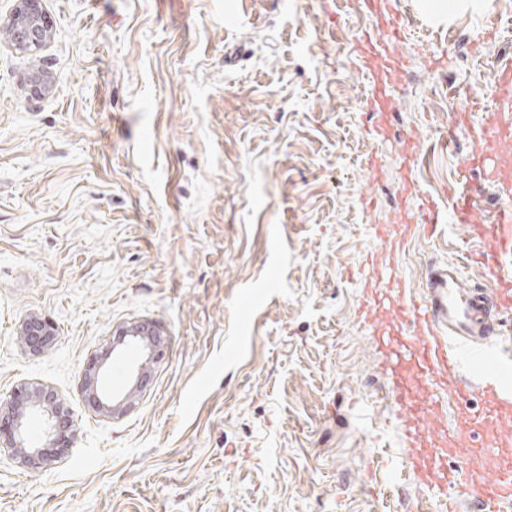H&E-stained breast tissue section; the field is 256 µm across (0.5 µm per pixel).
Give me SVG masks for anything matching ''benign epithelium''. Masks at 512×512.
<instances>
[{
  "label": "benign epithelium",
  "mask_w": 512,
  "mask_h": 512,
  "mask_svg": "<svg viewBox=\"0 0 512 512\" xmlns=\"http://www.w3.org/2000/svg\"><path fill=\"white\" fill-rule=\"evenodd\" d=\"M0 31L8 35L11 45L22 53L35 54L50 40L51 30L42 7V0H18L14 12L0 22ZM30 94L41 97L51 90V83L39 68L28 75ZM20 340L31 349L47 346L54 336V327L41 318H30L20 326ZM119 335L128 336L142 346L147 356L159 348L158 333L148 324L131 325ZM103 364L92 362L84 371V388L95 409L110 415L119 413L139 392L147 374L146 363H139L132 371L133 384L127 390L109 392L101 382ZM38 416L42 420L37 445L29 444L30 429L27 420ZM73 438L69 408L57 392L49 387L23 384L9 395L6 407L0 406V444L17 452L20 463L30 469H40L63 456Z\"/></svg>",
  "instance_id": "1"
}]
</instances>
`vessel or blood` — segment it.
<instances>
[{"mask_svg":"<svg viewBox=\"0 0 512 512\" xmlns=\"http://www.w3.org/2000/svg\"><path fill=\"white\" fill-rule=\"evenodd\" d=\"M495 100L506 112H512V64H502L494 84ZM477 140L490 145V152L481 154L486 170L485 180L495 186L504 203L493 214L490 226L492 253L483 263V276L492 281V288H466L458 267L431 272L427 291L420 299L402 298L399 285L386 281L382 289L391 298L401 299L400 309L412 321L413 332L391 352L387 363L400 385L396 401L405 411V426L412 447L430 451L432 465H439L448 452L464 460L457 476L441 477L436 486L446 489L460 481L464 492L476 504L478 512H501L504 502L512 500L511 442L497 433L500 411L512 405V368L501 352H491L487 343L501 335L503 315L512 311V235L501 232L512 224V181L501 178L502 155L512 150V125L489 121L481 125ZM480 190L469 181H462L455 194L452 221L472 223L480 208ZM476 374V381L454 379L458 368ZM431 384L428 391L412 394L408 385L417 377ZM451 382L456 399L467 404L473 392L487 398L488 405L470 413L455 438L426 432L421 423L439 405L435 385ZM484 435L480 445H471L472 436ZM488 456L493 464L491 475L470 466L475 455Z\"/></svg>","mask_w":512,"mask_h":512,"instance_id":"obj_1","label":"vessel or blood"}]
</instances>
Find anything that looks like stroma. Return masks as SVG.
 <instances>
[{
    "label": "stroma",
    "instance_id": "stroma-1",
    "mask_svg": "<svg viewBox=\"0 0 512 512\" xmlns=\"http://www.w3.org/2000/svg\"><path fill=\"white\" fill-rule=\"evenodd\" d=\"M37 57L0 41V401L43 385L75 424L32 471L0 450V512H445L412 460L376 340L397 271L421 297L460 263L484 286V186L471 224L428 232L512 60V0L435 20L420 0H43ZM498 19L500 28L489 27ZM395 40L391 58L364 52ZM39 63L52 90L31 97ZM388 88L386 112L367 102ZM482 98L471 124L459 117ZM387 227L397 243L377 242ZM55 326L30 350L26 319ZM121 413L88 401L105 363ZM118 336H128L136 344L142 346L146 351L145 362L139 363L132 371L133 384L128 390L114 391L106 390L101 382L104 363L98 361L87 365L84 371V388L88 393V399L95 409L107 415L119 413L130 404L135 393L139 392L147 374V360H150L154 352L159 348V334L148 324H135L119 331Z\"/></svg>",
    "mask_w": 512,
    "mask_h": 512
}]
</instances>
